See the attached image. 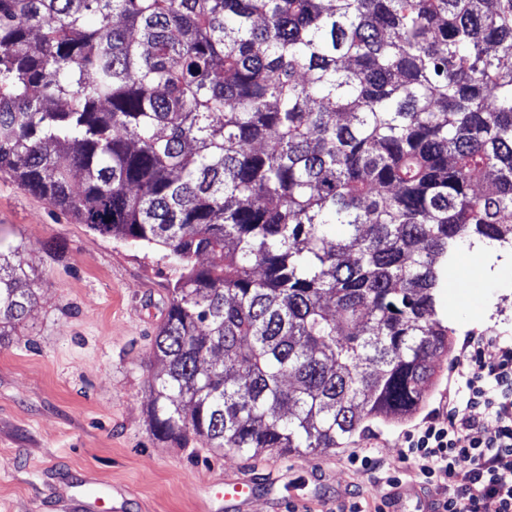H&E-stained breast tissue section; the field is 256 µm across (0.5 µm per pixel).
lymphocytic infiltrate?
Masks as SVG:
<instances>
[{"label": "lymphocytic infiltrate", "mask_w": 512, "mask_h": 512, "mask_svg": "<svg viewBox=\"0 0 512 512\" xmlns=\"http://www.w3.org/2000/svg\"><path fill=\"white\" fill-rule=\"evenodd\" d=\"M468 367H452L454 395L448 418H424L407 431L401 456L420 483L446 481L449 492L432 512H512V343L487 354L473 336Z\"/></svg>", "instance_id": "lymphocytic-infiltrate-1"}]
</instances>
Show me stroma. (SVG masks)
<instances>
[{
    "mask_svg": "<svg viewBox=\"0 0 512 512\" xmlns=\"http://www.w3.org/2000/svg\"><path fill=\"white\" fill-rule=\"evenodd\" d=\"M0 239L30 273L37 303L0 346V512H334L359 496L365 512L389 491L386 475L351 466L360 452L389 464L401 482L404 435L441 407L452 365H468L462 344L476 332L512 337L510 259L480 254L499 288L469 295L438 289L454 333L435 359L430 390L411 417L374 420L340 447L296 453L265 449L240 457L199 437L153 436L147 410L161 364L153 354L164 303L179 276L161 247H132L100 235L0 172ZM258 490L245 503L212 496L227 476Z\"/></svg>",
    "mask_w": 512,
    "mask_h": 512,
    "instance_id": "obj_1",
    "label": "stroma"
}]
</instances>
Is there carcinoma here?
I'll use <instances>...</instances> for the list:
<instances>
[{
	"instance_id": "obj_1",
	"label": "carcinoma",
	"mask_w": 512,
	"mask_h": 512,
	"mask_svg": "<svg viewBox=\"0 0 512 512\" xmlns=\"http://www.w3.org/2000/svg\"><path fill=\"white\" fill-rule=\"evenodd\" d=\"M511 54L512 0H0V171L182 270L155 437L335 448L423 402L448 259L512 248Z\"/></svg>"
}]
</instances>
